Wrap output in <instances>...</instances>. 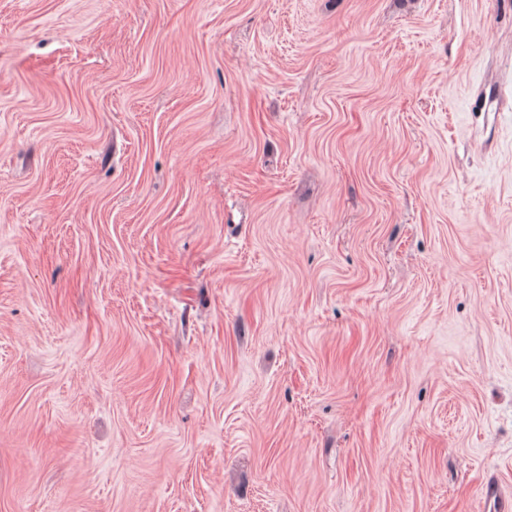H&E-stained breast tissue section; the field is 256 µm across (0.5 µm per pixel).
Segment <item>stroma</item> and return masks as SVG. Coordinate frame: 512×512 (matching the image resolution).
I'll return each mask as SVG.
<instances>
[{
    "mask_svg": "<svg viewBox=\"0 0 512 512\" xmlns=\"http://www.w3.org/2000/svg\"><path fill=\"white\" fill-rule=\"evenodd\" d=\"M512 499V0H0V512Z\"/></svg>",
    "mask_w": 512,
    "mask_h": 512,
    "instance_id": "1",
    "label": "stroma"
}]
</instances>
